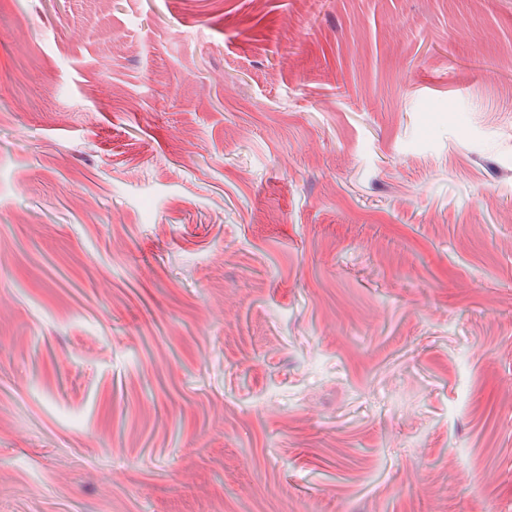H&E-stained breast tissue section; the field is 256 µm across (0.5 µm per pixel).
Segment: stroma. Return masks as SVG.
<instances>
[{"label": "stroma", "mask_w": 512, "mask_h": 512, "mask_svg": "<svg viewBox=\"0 0 512 512\" xmlns=\"http://www.w3.org/2000/svg\"><path fill=\"white\" fill-rule=\"evenodd\" d=\"M0 512H512V0H0Z\"/></svg>", "instance_id": "obj_1"}]
</instances>
